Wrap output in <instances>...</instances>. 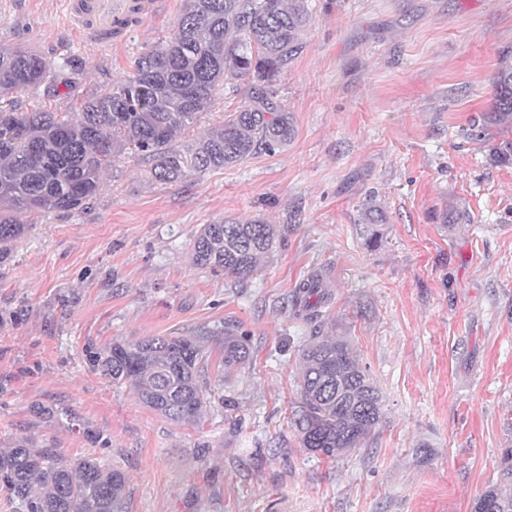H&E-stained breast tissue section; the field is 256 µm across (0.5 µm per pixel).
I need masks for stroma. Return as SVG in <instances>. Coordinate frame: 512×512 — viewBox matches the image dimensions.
I'll return each instance as SVG.
<instances>
[{
	"label": "stroma",
	"mask_w": 512,
	"mask_h": 512,
	"mask_svg": "<svg viewBox=\"0 0 512 512\" xmlns=\"http://www.w3.org/2000/svg\"><path fill=\"white\" fill-rule=\"evenodd\" d=\"M183 0L122 47L66 29L63 0H0V45L73 59L74 90L15 94L18 112L79 111L167 37ZM305 48L274 91L287 147L179 182L120 158L69 214L34 217L0 261V448L107 459L130 512H471L512 448V166L472 134L512 50V0H309ZM388 221L365 243L360 211ZM466 224H443L449 206ZM277 229L241 285L197 266L194 236L218 220ZM330 296L319 327L296 318L299 283ZM350 337L384 400L366 446L330 460L289 423L298 352ZM250 351L233 374L225 334ZM203 341L213 392L202 425L176 424L87 362L88 344Z\"/></svg>",
	"instance_id": "stroma-1"
}]
</instances>
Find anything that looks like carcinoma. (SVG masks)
Masks as SVG:
<instances>
[{
	"label": "carcinoma",
	"mask_w": 512,
	"mask_h": 512,
	"mask_svg": "<svg viewBox=\"0 0 512 512\" xmlns=\"http://www.w3.org/2000/svg\"><path fill=\"white\" fill-rule=\"evenodd\" d=\"M311 22L308 0H184L172 33L72 117L15 112L10 103L17 92L56 82L73 61L54 66L33 51L0 46V261L28 232L27 219L78 209L125 154L151 160L153 178L176 182L287 146L294 120L272 86L303 52ZM243 79L245 105L221 125L195 132L220 87ZM493 91L484 121L512 123V51L499 59ZM488 161L512 165V138L493 145ZM361 223L384 224L386 215L368 205ZM275 237V225L259 217L205 224L193 261L244 283L263 267ZM327 301L323 279L312 274L298 286L294 313L312 323ZM87 353L112 384L132 387L142 403L176 423L199 422L211 406V390L197 380L204 359L198 340L152 336L92 344ZM247 357L239 339L224 336V373ZM296 390L291 427L313 454L333 458L363 448L385 417L382 396L347 336H310ZM126 485L125 474L99 457L68 462L53 448L23 442L0 450V495L12 512H130ZM472 512H512V448L502 453L499 482L475 499Z\"/></svg>",
	"instance_id": "obj_1"
}]
</instances>
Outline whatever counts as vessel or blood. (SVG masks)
Masks as SVG:
<instances>
[{"label":"vessel or blood","mask_w":512,"mask_h":512,"mask_svg":"<svg viewBox=\"0 0 512 512\" xmlns=\"http://www.w3.org/2000/svg\"><path fill=\"white\" fill-rule=\"evenodd\" d=\"M168 5L169 0H64L71 34L95 47L111 46L113 32H128L164 14Z\"/></svg>","instance_id":"obj_1"}]
</instances>
